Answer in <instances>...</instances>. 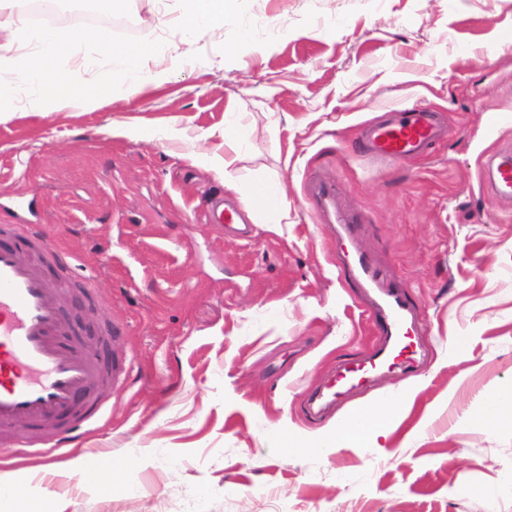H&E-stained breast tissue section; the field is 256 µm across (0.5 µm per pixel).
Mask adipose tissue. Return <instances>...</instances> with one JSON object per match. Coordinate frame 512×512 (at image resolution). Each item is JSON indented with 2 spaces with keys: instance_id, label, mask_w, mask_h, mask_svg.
Here are the masks:
<instances>
[{
  "instance_id": "obj_1",
  "label": "adipose tissue",
  "mask_w": 512,
  "mask_h": 512,
  "mask_svg": "<svg viewBox=\"0 0 512 512\" xmlns=\"http://www.w3.org/2000/svg\"><path fill=\"white\" fill-rule=\"evenodd\" d=\"M12 0H0V85H25L35 90L38 98L49 99L56 105L73 103L91 107L99 96L96 87L83 83L78 73H62L55 69L56 59L68 52L72 42L81 39V32L75 31L69 37H62L57 31L43 28L33 32L32 38L39 46L36 57L29 58L13 51L17 39L15 21L5 17L4 12ZM226 16L225 0H185V13L180 23L191 36L205 34L209 29L221 25ZM99 42L104 51L124 62V69L114 74L115 80L125 84L128 93L139 88L141 64L147 55V48H116L108 35H100ZM401 408L400 403L388 401L366 409L352 419L343 421L322 441H316V448L367 446L376 438L387 436L393 420ZM56 473H70L80 482L98 492L109 491L116 467L111 459L88 453L59 464ZM7 502L11 512H63L57 501L37 497L28 478L0 476V502Z\"/></svg>"
}]
</instances>
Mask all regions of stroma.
<instances>
[{
    "label": "stroma",
    "instance_id": "35a3bbf8",
    "mask_svg": "<svg viewBox=\"0 0 512 512\" xmlns=\"http://www.w3.org/2000/svg\"><path fill=\"white\" fill-rule=\"evenodd\" d=\"M182 8L114 0L127 45L153 48L135 95L112 82L102 24L72 19L55 29L86 38L55 67L99 86L96 106L0 91V226L38 225L73 258L63 322L92 303L81 341L113 329L130 372L69 445L55 426L19 428L30 446L0 450V473L47 454L120 462L108 493L44 482L65 512H512V426L473 419L512 387V207L479 182L483 156L512 145V121L485 134L488 113L512 114V0H232L190 44ZM413 106L438 112L445 137L420 158H364L360 125ZM230 112V172L277 191L239 196L247 241L204 220L225 194ZM312 171L335 178L355 246L412 295L420 355L415 377L383 374L319 424L299 413L306 390L374 338L304 194ZM389 400L405 416L372 447H280Z\"/></svg>",
    "mask_w": 512,
    "mask_h": 512
}]
</instances>
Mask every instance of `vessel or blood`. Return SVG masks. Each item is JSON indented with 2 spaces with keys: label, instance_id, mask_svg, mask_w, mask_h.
Listing matches in <instances>:
<instances>
[{
  "label": "vessel or blood",
  "instance_id": "obj_1",
  "mask_svg": "<svg viewBox=\"0 0 512 512\" xmlns=\"http://www.w3.org/2000/svg\"><path fill=\"white\" fill-rule=\"evenodd\" d=\"M440 136L433 112L404 110L383 124L364 129L363 153L380 161L417 157ZM482 182L498 200L512 203L511 147L485 158ZM306 193L340 244L336 251L338 277L360 290L370 329L377 338L367 356L341 363L327 384L309 394L303 413L319 419L384 366H401L405 376H412L418 361L409 356L403 341L416 334L417 325L407 291L388 281L372 258L344 248L355 217L337 209L335 179L311 175ZM209 219L232 228L236 238L249 236L248 228L238 225L240 215L234 205L212 209ZM14 231L15 244L0 248V445L8 448L15 445L12 429L28 422H58L65 435L77 431L95 416L113 389L126 383L128 375L122 353H115L107 370L94 351H74L61 343L64 290L58 282L37 275L33 264L53 265L65 274L70 270L68 256L28 225H15Z\"/></svg>",
  "mask_w": 512,
  "mask_h": 512
}]
</instances>
